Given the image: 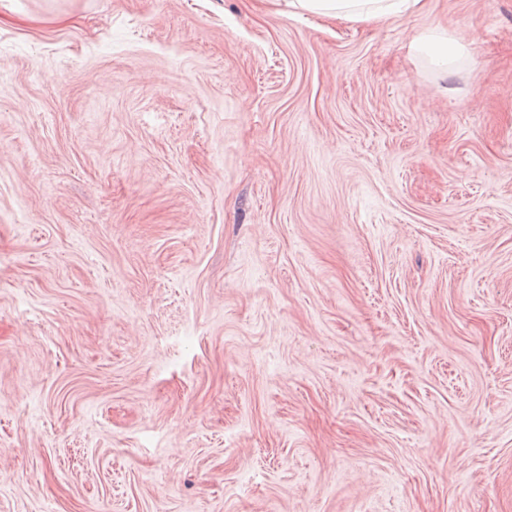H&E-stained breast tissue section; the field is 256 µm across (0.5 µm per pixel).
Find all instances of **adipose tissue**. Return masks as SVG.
<instances>
[{
    "label": "adipose tissue",
    "mask_w": 512,
    "mask_h": 512,
    "mask_svg": "<svg viewBox=\"0 0 512 512\" xmlns=\"http://www.w3.org/2000/svg\"><path fill=\"white\" fill-rule=\"evenodd\" d=\"M283 14L309 13L346 22L376 23L409 16L421 0H279Z\"/></svg>",
    "instance_id": "adipose-tissue-1"
}]
</instances>
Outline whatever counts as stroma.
Returning <instances> with one entry per match:
<instances>
[{"label": "stroma", "instance_id": "35a3bbf8", "mask_svg": "<svg viewBox=\"0 0 512 512\" xmlns=\"http://www.w3.org/2000/svg\"><path fill=\"white\" fill-rule=\"evenodd\" d=\"M0 512H512V0H0ZM422 0H279L286 15L309 13L346 22L398 20L417 10ZM421 47L428 54L432 63L441 69H448L450 58L460 49L457 43L443 37L428 38L421 44Z\"/></svg>", "mask_w": 512, "mask_h": 512}]
</instances>
